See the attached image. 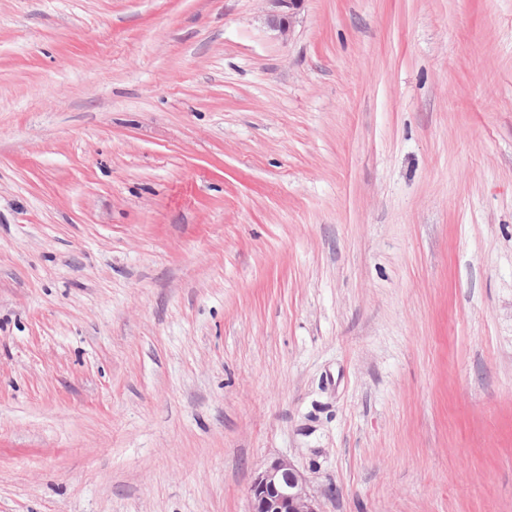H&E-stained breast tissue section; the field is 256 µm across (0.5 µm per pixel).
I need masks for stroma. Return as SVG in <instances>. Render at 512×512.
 Listing matches in <instances>:
<instances>
[{"label": "stroma", "instance_id": "obj_1", "mask_svg": "<svg viewBox=\"0 0 512 512\" xmlns=\"http://www.w3.org/2000/svg\"><path fill=\"white\" fill-rule=\"evenodd\" d=\"M0 0V512H512V0ZM304 0H266L269 5L267 20L270 26L277 30L281 36H289L292 27L294 10ZM249 512H322L305 476L287 459L258 468L249 489Z\"/></svg>", "mask_w": 512, "mask_h": 512}]
</instances>
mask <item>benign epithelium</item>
Instances as JSON below:
<instances>
[{
	"instance_id": "benign-epithelium-1",
	"label": "benign epithelium",
	"mask_w": 512,
	"mask_h": 512,
	"mask_svg": "<svg viewBox=\"0 0 512 512\" xmlns=\"http://www.w3.org/2000/svg\"><path fill=\"white\" fill-rule=\"evenodd\" d=\"M267 20L282 36L291 32L292 18L303 0H266ZM249 512H321L305 476L287 459L258 468L249 489Z\"/></svg>"
}]
</instances>
